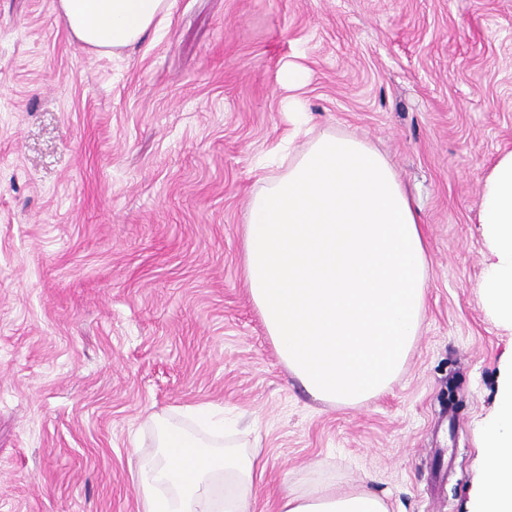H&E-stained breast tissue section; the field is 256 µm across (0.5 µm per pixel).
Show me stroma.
I'll use <instances>...</instances> for the list:
<instances>
[{
	"label": "stroma",
	"instance_id": "stroma-1",
	"mask_svg": "<svg viewBox=\"0 0 512 512\" xmlns=\"http://www.w3.org/2000/svg\"><path fill=\"white\" fill-rule=\"evenodd\" d=\"M308 67L311 135L386 155L425 224L421 334L390 388L313 399L245 284L247 206ZM512 150V0H175L89 49L57 0H0V512H138L155 420L214 403L283 487L366 483L468 512L512 332L477 285L481 181ZM308 78V68L299 62H286L280 66L277 73L278 86L293 92L282 101V111L288 112V121L292 125V130L288 133V146L300 136L306 122V104L297 91L307 84Z\"/></svg>",
	"mask_w": 512,
	"mask_h": 512
}]
</instances>
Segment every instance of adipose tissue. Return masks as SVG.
<instances>
[{"label":"adipose tissue","mask_w":512,"mask_h":512,"mask_svg":"<svg viewBox=\"0 0 512 512\" xmlns=\"http://www.w3.org/2000/svg\"><path fill=\"white\" fill-rule=\"evenodd\" d=\"M172 0H58L71 34L103 53L154 31ZM309 70L280 66L277 82L292 126L303 131L299 94ZM285 172L267 177L250 200L244 233L246 285L276 353L308 394L355 407L384 392L402 372L426 307L427 240L420 214L396 172L374 147L350 135H322ZM480 222L488 249L478 285L494 323L512 330V150L483 180ZM224 443L214 451L184 428L157 423L160 457L136 471L141 512H255L264 468L224 432L210 404L187 407ZM486 479L470 512H512V362L484 422ZM277 512H389L365 486L345 492L315 482L282 492Z\"/></svg>","instance_id":"1"}]
</instances>
